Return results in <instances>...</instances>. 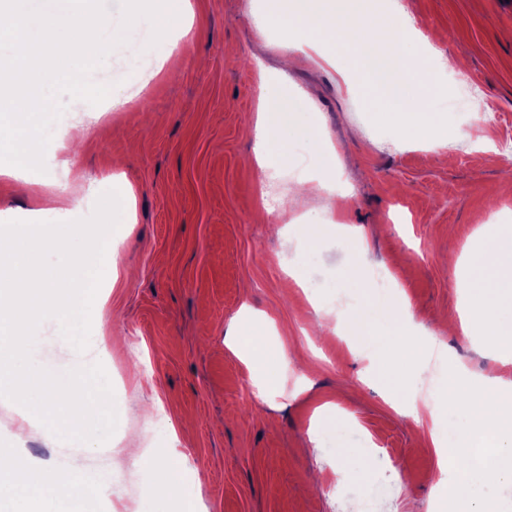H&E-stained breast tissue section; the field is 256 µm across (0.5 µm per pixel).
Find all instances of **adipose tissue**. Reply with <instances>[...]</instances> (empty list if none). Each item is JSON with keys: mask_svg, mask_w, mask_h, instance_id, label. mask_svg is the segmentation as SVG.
Segmentation results:
<instances>
[{"mask_svg": "<svg viewBox=\"0 0 512 512\" xmlns=\"http://www.w3.org/2000/svg\"><path fill=\"white\" fill-rule=\"evenodd\" d=\"M298 18H291L287 6L269 14V23L297 24L295 49L303 59L319 57L335 64L337 47L362 50L364 69L369 73L382 68H403L408 64L402 53L405 44L416 38L408 26L391 24L370 17L367 0H300ZM287 130L309 138V129L301 126L290 102L272 104L261 94L255 123L253 160L261 173V195L270 197L276 180L289 176L286 160L277 156V131ZM292 177V176H289ZM304 191L313 187L312 178L292 177ZM494 239L489 249L462 257L469 286V300L458 310L452 327L462 333L479 331L485 342L504 356H512V228L486 224ZM337 326H350L358 339L372 347L371 363L387 387L400 395L397 412L424 428L437 454L435 487L446 492L450 512H499L496 499H477L476 481L496 479L512 482V383L500 379L483 384L469 376L441 377L437 390L446 392L448 404L461 417L454 444H447L443 432L444 417L431 406L420 383L413 378L393 374L386 352L415 359L417 344L401 323L400 312L382 306L372 315L359 309H347L336 315ZM273 321L267 314L243 309L232 343L233 349L254 377L262 397L274 395L283 377L282 344L269 341ZM49 488L55 495L85 498L98 495L99 489L80 482L70 471L52 468L34 461L17 466L15 461H0V493L12 494L18 487Z\"/></svg>", "mask_w": 512, "mask_h": 512, "instance_id": "adipose-tissue-1", "label": "adipose tissue"}]
</instances>
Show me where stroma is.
Listing matches in <instances>:
<instances>
[{
  "instance_id": "obj_1",
  "label": "stroma",
  "mask_w": 512,
  "mask_h": 512,
  "mask_svg": "<svg viewBox=\"0 0 512 512\" xmlns=\"http://www.w3.org/2000/svg\"><path fill=\"white\" fill-rule=\"evenodd\" d=\"M277 0H189V30H169L147 57L112 49L92 78L109 86L97 105L67 100L54 122L55 155L27 180L0 178V222H70L85 205L42 208L43 186L83 177L87 201L122 180L134 190L112 235L119 275L102 286L107 301L91 314L109 337L106 350L74 357L59 324L44 328L35 364L52 374L101 363L113 380L118 424L108 446L45 440L20 431L21 409L0 398V448L20 462L38 461L100 482L99 497L53 499V512H183L198 496L201 512H448L433 486L437 456L428 436L386 401L368 375L369 361L352 337L320 333L321 312L363 307L377 312L402 295L422 338L446 357L421 354L412 369L431 402L446 371L467 369L512 381L478 336L448 333L465 285L449 256L484 247L480 227L512 225V0H398L424 36L405 51L414 59L433 45L444 60L465 61L479 97L470 112L452 106L455 84L428 65L392 76L366 75L360 56L335 65L289 69L273 96L290 98L311 139L284 134L293 172L338 180L350 190L340 224L359 227L361 241L328 236L291 239L289 224L325 215L334 200L323 188L287 209L263 210L260 173L252 161L259 96L256 62L277 69L286 33L261 27L258 11ZM202 55L201 67L177 78L158 67L168 50ZM388 88L428 96L434 122L414 135L377 114ZM88 137H70V125ZM465 130L469 139L455 138ZM336 147L328 163L323 142ZM299 262L306 288L288 274ZM269 314L285 345L282 393L255 397L250 373L227 347L241 308ZM152 407L153 428L142 410ZM317 431L319 446L309 441ZM176 468L204 467L202 487L183 482L159 496H128V487L157 478L156 457Z\"/></svg>"
}]
</instances>
